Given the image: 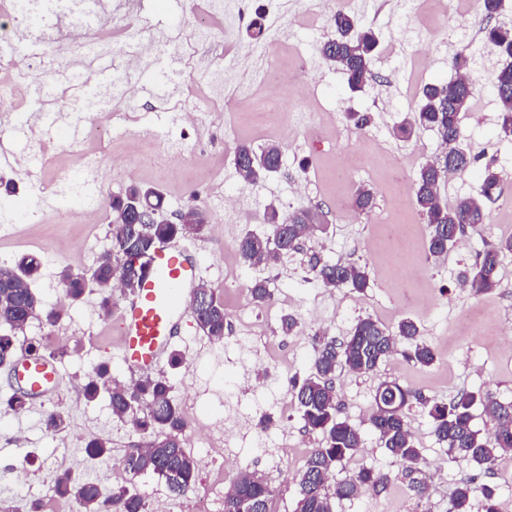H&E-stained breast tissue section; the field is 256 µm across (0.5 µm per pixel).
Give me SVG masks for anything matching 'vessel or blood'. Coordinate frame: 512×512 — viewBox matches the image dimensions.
Segmentation results:
<instances>
[{"mask_svg":"<svg viewBox=\"0 0 512 512\" xmlns=\"http://www.w3.org/2000/svg\"><path fill=\"white\" fill-rule=\"evenodd\" d=\"M199 263L187 247L173 243L158 248L136 292L119 312V349L129 370L149 372L167 358L193 302ZM10 380L30 400L42 401L60 389L55 361L21 354L10 369Z\"/></svg>","mask_w":512,"mask_h":512,"instance_id":"vessel-or-blood-1","label":"vessel or blood"}]
</instances>
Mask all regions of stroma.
<instances>
[{"label":"stroma","instance_id":"stroma-1","mask_svg":"<svg viewBox=\"0 0 512 512\" xmlns=\"http://www.w3.org/2000/svg\"><path fill=\"white\" fill-rule=\"evenodd\" d=\"M103 0L95 24L111 31L112 19L127 17L143 37L162 34L189 36L195 17L182 11L168 17V0ZM407 0H351L349 10L364 25L378 31L383 46L374 61L373 78L361 92H351L344 75L319 54V44L330 36L329 23L308 17L307 0H245L246 15L240 26L218 40L213 53L225 66L235 68V81L224 86V109L213 113L207 126L196 128L180 121L170 103L188 98L191 88L203 83L205 72L192 59L157 51L137 69L138 79H152L158 95H140L139 106L125 126L114 128V148L106 150L93 140L70 144L46 136V113L79 117L90 126L95 112L78 107L70 76L55 75L57 93L51 102L30 97L24 109L29 128L42 141L45 163L32 177H17L16 196L0 195V209L12 213L14 228L0 237V265L12 264L24 252L42 256L41 274L34 283L45 304L60 300V266L92 268L99 256L112 248L114 193L135 183L162 191L165 212L175 217L190 196H197L211 213V221L199 235L190 237L201 263V280L219 290L227 314H235L246 298L242 288L258 278L271 282L273 304L251 308L252 326L258 335L250 348L210 341L188 323L173 343L175 350L192 361L191 368L170 370L173 395L179 406L190 407L203 422L216 429L233 427L232 446L241 465L265 475L276 491L277 512H293L297 500L295 474L298 459L318 447L309 434L293 400L288 379L308 371L314 333L346 336L358 319L372 317L393 329L406 318L417 323L421 338L436 353L434 365L420 368L396 356L370 374L343 372L336 380L338 402L344 416L359 424L363 444L345 468L354 471L374 465L390 476L380 494L368 493L336 506V512H375L387 505L390 512H444L457 482L470 474L465 460L452 458L431 433L421 407L408 413V425L426 460L425 473H440L426 495H418L401 472L399 463L383 448L366 414L371 409L377 383L394 379L445 399L462 389H478L499 400L512 401V252L503 253L499 266L501 286L481 298H473L461 286V276L488 244L512 237V144L498 135L497 112H467L462 120L464 146L475 163L441 185L448 203L475 193L486 165L503 176V193L489 203V222L482 233H466L446 255L430 256L428 230L411 185L421 165L439 154L443 146L435 132L424 129L409 141L394 137L393 128L413 111L420 88L454 78L449 57L468 48L473 57L470 76L479 92L478 101L493 98L492 85L498 58L484 44L482 17L474 0H460L449 16L436 10L407 7ZM265 29L282 32L268 54L253 53L249 35L253 21ZM314 59L304 70L296 54ZM277 62L296 91L279 108L267 106L270 95L259 78L269 62ZM349 112H369L372 125L363 132L346 121ZM180 139L198 145L185 161H164L166 148ZM256 146L278 144L282 150L279 173L259 184L242 180L233 165L241 142ZM100 153L106 168L126 171L123 181L98 179V198L86 211L65 214L43 206L41 214L21 213L17 198L32 195L33 183L51 184L58 178L80 184L86 175L76 151ZM346 152L353 172L349 179L335 173V157ZM404 166L396 179L393 161ZM373 191L375 206L362 213L352 200L358 189ZM281 209L299 204H321L328 214L327 235L304 241L299 253L267 267H250L236 252L239 238L248 231L263 232L265 208ZM333 262L357 261L365 265L370 286L358 293L347 288L327 289L309 268L311 255ZM470 315L469 330L458 323L460 312ZM295 315L300 333L288 337L279 330L285 314ZM115 316L104 315L95 294H87L68 307L56 327L32 320L19 345L38 341L59 353L57 365L63 378L61 392L42 405L27 404L22 411L9 409L14 392L9 370L0 366V512H30L33 504L53 497V477L71 461L84 463L81 474L89 479L107 475L112 462L86 459L83 445L94 437L109 439L116 452L126 453L142 438L128 423L113 417L107 397L86 402L73 391L92 367L109 364L112 375L123 383L136 380L118 357ZM283 337L287 349L271 350L264 337ZM65 417L61 432L47 433L46 412ZM274 424L262 430L263 415Z\"/></svg>","mask_w":512,"mask_h":512}]
</instances>
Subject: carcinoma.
I'll return each instance as SVG.
<instances>
[{
    "instance_id": "cac0c4a2",
    "label": "carcinoma",
    "mask_w": 512,
    "mask_h": 512,
    "mask_svg": "<svg viewBox=\"0 0 512 512\" xmlns=\"http://www.w3.org/2000/svg\"><path fill=\"white\" fill-rule=\"evenodd\" d=\"M333 36L319 48L320 55L330 65L340 69L348 87L358 92L372 76V65L377 56L380 39L352 14L338 11L332 16ZM484 42L497 52L504 42H512V26L498 23L484 30ZM493 90L499 102L498 134L501 140L512 142V71L502 68L496 72ZM477 95L471 78L443 84H427L422 88L415 111L404 118L393 130L401 140L412 139L418 131H434L446 147V162L435 166L423 164L414 181L413 192L419 211L428 227L427 249L439 257L448 246L456 243L466 230L478 232L488 223L487 203L497 199L501 192L502 175L494 166L484 168L480 184L472 195L457 199L451 208L442 204L439 186L448 177L447 160L457 158L453 172L470 168L475 158L460 147L463 112L470 110ZM279 148L274 144L254 147L250 143L237 146L234 165L247 182L257 183L276 173ZM139 198L143 205L160 213L165 199L161 191L131 184L112 195V228L119 249L128 254H143L160 242L184 235L182 224H122L128 212L129 201ZM313 205L298 206L288 214L280 212L271 203L264 213L268 230L249 231L237 243L243 263L257 267L273 259L300 249L303 238L314 233H325L329 225L319 227L308 223ZM512 251V238L501 239L480 253L466 272L463 286L474 296H480L500 284V256ZM43 265L33 253H22L11 266H0V365L9 364L18 348L17 333L27 322L39 316L48 327H54L64 317L61 305L47 306L34 290V281ZM309 266L315 279L325 288H350L362 292L370 286L366 267L357 263H330L312 256ZM147 263L139 266L125 260L112 259V253H103L91 272L64 265L58 271L65 297L81 300L90 279L98 282L94 289L98 306L107 315L112 312V288L109 282L120 278L141 282ZM273 297L270 282L256 279L248 288L250 303L263 308ZM193 319L203 334L211 339L224 338L227 315L220 293L209 289L206 300L193 302ZM420 329L411 319L400 321L390 330L370 317L362 318L342 339L315 334L310 359V372L294 375L288 380L290 393L296 402L305 429L320 437V445L308 451L296 482L298 498L295 512H335L336 503L351 501L366 491L384 488L389 476L375 466L362 467L330 483L334 473L361 447L359 426L340 416L336 395L338 373L347 370L356 374L375 371L387 359L402 355L407 361L422 368L436 360L433 348L419 340ZM108 392L112 415L129 419L135 432L146 438V445L128 450L122 465L129 478L151 474L164 483L173 497H182L196 482L197 460L183 447L186 419L172 396L173 387L163 374H145L134 384L125 385L112 379L106 364L92 368L82 386V395L88 402L96 401L101 392ZM417 404L427 412L431 433L436 441L448 448V453L464 459L476 476L457 482L448 499L446 512H473L480 502L481 512H499L497 486L477 482V477L492 472L498 459L512 452V402H500L480 390H461L446 400L423 396L395 380L378 384L369 415L372 430L385 448L400 464L410 479L413 490L423 495L428 485L417 479L425 463L422 449L416 443L405 420V410ZM480 408L494 422L493 438L481 434L474 426V411ZM90 460L112 458L111 443L93 438L86 443ZM56 496L79 507L80 512H146L144 498L132 487H110L103 481H88L69 473L56 479ZM275 491L265 476L247 469L232 481V491L224 498V512H275Z\"/></svg>"
}]
</instances>
